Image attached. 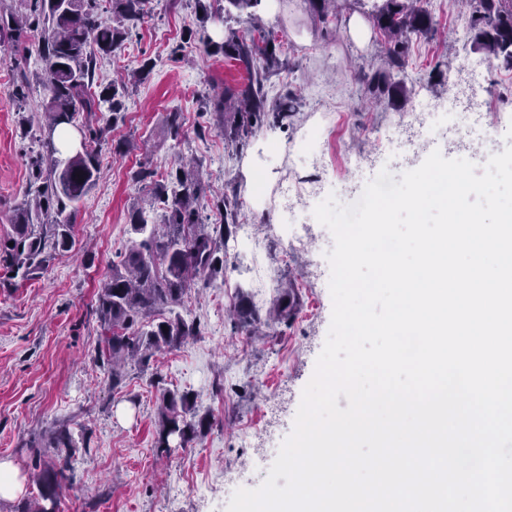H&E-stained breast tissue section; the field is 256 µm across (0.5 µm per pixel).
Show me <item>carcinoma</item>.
<instances>
[{"label": "carcinoma", "instance_id": "cac0c4a2", "mask_svg": "<svg viewBox=\"0 0 512 512\" xmlns=\"http://www.w3.org/2000/svg\"><path fill=\"white\" fill-rule=\"evenodd\" d=\"M112 17L106 21L98 13L99 0H31L29 25L44 24L39 54L45 65L44 105L48 136L38 139L39 150L31 158L35 168L33 198L18 206L13 214V234L0 246V266L29 279L45 269L55 257L74 246L76 204L92 189L101 174L102 144L109 128L123 120L124 83H112L92 90L95 53L107 54L123 43L144 17L146 0H111ZM262 0H195L200 23L207 22L213 8L246 15L250 29H229L224 40L203 42L209 55L221 54L246 74L245 82L224 84V93L207 102L217 119L216 129L224 142L241 151L264 127L283 124L297 111L295 93L286 91L268 100L265 83L288 66L278 54L277 38L271 31L254 25ZM309 11L326 22L336 17L335 0H305ZM472 12L466 35L473 46L512 70V0H470ZM371 19L384 40L383 63L374 71L361 72L360 81L375 98L396 103L407 98L404 82L398 79L406 67L413 40L435 33L434 17L424 0H378ZM25 38L22 23L0 25V44L19 48ZM108 112L103 126L89 123L78 128L81 145L66 159L58 157L54 133L61 125H74L85 112ZM167 134L175 141L184 135L181 113L171 112ZM202 179L198 171L180 167L168 178L156 181L151 189L150 208L132 207L130 229L138 235L131 249L112 266V278L97 295L95 313L103 333L97 349L112 366L127 359H148L153 351L181 344L199 328L180 315L152 323L151 317L179 305L194 280L211 281L224 270V228L236 223L237 202L224 197V223L216 233L203 223ZM161 210L162 223H149V213ZM261 323L257 309L242 303L233 330H253ZM168 330H163V327ZM192 397L187 392L168 390L163 394L161 419L155 448L170 453V438L186 445L205 429L201 421L186 420ZM71 481L68 462L54 463L37 476L39 496L20 502L14 512H57L59 491Z\"/></svg>", "mask_w": 512, "mask_h": 512}]
</instances>
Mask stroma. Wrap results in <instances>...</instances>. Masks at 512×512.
I'll return each mask as SVG.
<instances>
[{"mask_svg":"<svg viewBox=\"0 0 512 512\" xmlns=\"http://www.w3.org/2000/svg\"><path fill=\"white\" fill-rule=\"evenodd\" d=\"M373 5L337 0V18L328 25L311 15L305 0H277L271 13L258 7L263 26L275 33L283 58L293 65L268 81L269 95L294 90L301 106L288 124L260 131L240 153L211 129L202 106L241 74L224 56L203 54L200 44L202 37L216 39L239 28L237 16L203 24L191 0H151L131 37L97 59L98 84L127 78L147 59L153 68L124 100L125 118L109 135L102 174L75 217V244L32 279L8 278L0 268V459L29 475L35 459L64 458L49 442L68 429L77 450L69 459L73 480L60 492L59 512H168L174 495L180 512H226L225 477L244 469L248 488L263 483L271 464L244 447L239 434L265 423L276 403L281 409L271 432L280 441L292 432L332 315L331 269L321 249L332 234L313 219L309 242L287 240L274 202L281 180L306 191L350 179L366 185L387 152L380 131H404L422 106L448 105L460 76L473 112L493 131L488 153L512 145V71L455 37L470 11L464 0H427L438 31L411 46L405 104L370 103L357 75L382 63L381 37L369 18ZM356 21L367 27L361 42L349 32ZM42 36L35 27L23 51L0 49L1 243L11 237L13 210L31 188L30 156L44 131L43 61L37 52ZM23 83L29 92L21 103L14 91ZM171 112L185 118L186 136L178 142L166 134ZM312 129L320 133L323 152L299 161L297 149ZM120 141L127 150L114 152ZM190 159L206 181L203 205L210 223H220L224 197L236 196L237 221L252 225L256 243L246 250L230 235L223 275L195 282L178 308L199 323V336L127 365L116 387L97 357L102 330L93 308L113 263L136 239L128 210L150 186L134 182L132 174L145 166L161 179ZM286 292L295 299L293 314L270 319ZM243 301L267 317L262 335L231 332L229 316ZM168 390L190 393L192 413L207 427L166 457L158 455L155 439ZM199 484L209 485L208 499L195 493Z\"/></svg>","mask_w":512,"mask_h":512,"instance_id":"stroma-1","label":"stroma"}]
</instances>
